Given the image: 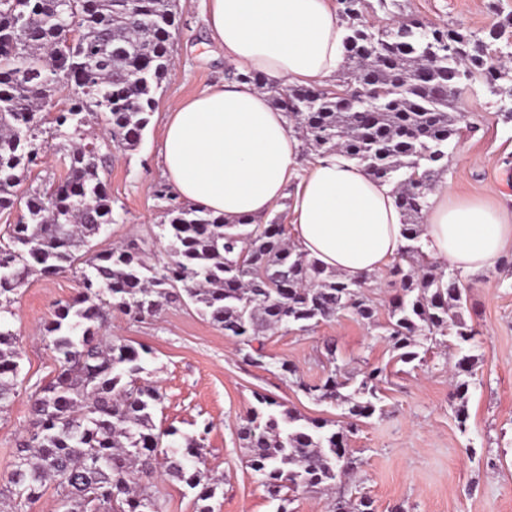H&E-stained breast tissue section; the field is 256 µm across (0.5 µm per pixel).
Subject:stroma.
I'll use <instances>...</instances> for the list:
<instances>
[{
	"label": "stroma",
	"instance_id": "obj_1",
	"mask_svg": "<svg viewBox=\"0 0 512 512\" xmlns=\"http://www.w3.org/2000/svg\"><path fill=\"white\" fill-rule=\"evenodd\" d=\"M173 64L157 90L156 107L137 150L118 147L106 132V118L91 119L101 154L108 163L101 176L112 198V221L91 241L93 250L137 245L149 263L166 261L156 240L163 220L164 184L160 148L173 102L229 81L230 64L210 45L203 0H176ZM363 15L386 29L398 19L426 28L459 30L482 42L502 59L495 85L475 78L464 87L459 107L465 118L448 146V166L437 186L491 199L512 210V0H365ZM466 288L462 315L475 332L478 358L467 396L468 418L458 424L452 399L455 347L430 346L420 364L393 363L384 326L399 282L389 268L368 276L362 291L378 308L370 326L354 314L307 331L280 328L265 332L263 363L245 357L246 349L223 329L203 319L193 305L169 302L156 316L136 322L113 313L109 336L150 353L141 377L162 395L155 416L161 427L211 429L200 468L220 485L214 512H276L260 476L246 464L249 451L238 437L255 393L274 398L305 419H324L346 431L354 462L350 478L320 493L298 489L289 512H330L336 499L371 498L375 512H512V253L488 271L460 273ZM78 290L75 271L33 272L20 288L8 319L22 354L17 391L0 414V483L12 469L17 444L28 436L30 397L48 382L59 355L42 324L55 305ZM335 354H328L327 344ZM293 373H285L282 363ZM357 377L367 367H386L381 410L348 422L336 405L319 402L304 387L323 380L332 366Z\"/></svg>",
	"mask_w": 512,
	"mask_h": 512
}]
</instances>
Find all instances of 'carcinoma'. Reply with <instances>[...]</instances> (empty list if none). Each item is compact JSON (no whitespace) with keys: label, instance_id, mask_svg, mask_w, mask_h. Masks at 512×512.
<instances>
[{"label":"carcinoma","instance_id":"cac0c4a2","mask_svg":"<svg viewBox=\"0 0 512 512\" xmlns=\"http://www.w3.org/2000/svg\"><path fill=\"white\" fill-rule=\"evenodd\" d=\"M347 29L358 34L336 88L289 86L272 91L295 134L320 155L344 153L369 175L396 185L405 244L391 267L401 293L389 310L388 333L396 359L420 358L421 339L446 345L455 337L460 354L454 395L459 425L467 420L466 396L477 364L473 328L462 317L464 288L453 271L439 272L424 252L422 226L435 177L445 171L448 139L458 129L462 93L455 71L493 75L484 45L457 30L423 29L400 22L373 31L353 0H339ZM173 0H0V210L22 206L0 237V315L35 268L53 274L81 263L76 296L56 305L43 324L60 354L53 379L31 396L32 431L20 443L0 499L13 512H29L47 483L60 489L56 512H159L152 491L158 468L181 481L213 512L218 485L196 466L202 434L160 429L154 411L161 400L150 383L136 384L146 347L136 349L100 335L110 311L134 320L155 315L165 302L186 298L197 312L247 347L271 328L302 329L349 311L377 324L375 305L360 285L297 252L285 225L273 218L233 224L224 216L182 202L168 188L158 237L169 260L149 265L140 248L116 247L85 259L83 247L112 222V199L100 176L107 159L83 127L87 115L106 114L118 146L136 150L155 107V93L170 65ZM72 24L78 35L64 42ZM362 81L387 92L378 112H338L334 90ZM66 106L51 119L55 135L72 142L64 178L21 194L26 173L38 165L37 113L61 95ZM424 185L407 181L413 173ZM20 352L8 322L0 324V413L15 395ZM383 369L360 380L334 367L324 380L305 385L313 399L346 406L347 418L377 410ZM240 430L250 448L249 467L274 500L281 491L330 488L350 473L340 432L329 421L308 419L265 394ZM170 443L163 461V439ZM335 512H373L361 496L336 503Z\"/></svg>","mask_w":512,"mask_h":512}]
</instances>
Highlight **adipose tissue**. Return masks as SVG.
<instances>
[{
  "mask_svg": "<svg viewBox=\"0 0 512 512\" xmlns=\"http://www.w3.org/2000/svg\"><path fill=\"white\" fill-rule=\"evenodd\" d=\"M205 23L225 62L265 85L228 82L170 106L160 157L173 191L233 223L267 216L293 190L299 252L347 281L385 267L405 244L393 185L336 153L300 165L302 142L269 103L273 88L333 85L348 36L335 0H206ZM429 203L424 237L435 258L469 272L512 251V211L445 188Z\"/></svg>",
  "mask_w": 512,
  "mask_h": 512,
  "instance_id": "1",
  "label": "adipose tissue"
}]
</instances>
